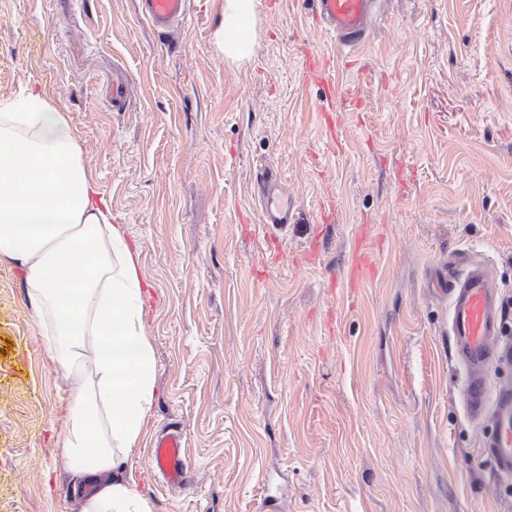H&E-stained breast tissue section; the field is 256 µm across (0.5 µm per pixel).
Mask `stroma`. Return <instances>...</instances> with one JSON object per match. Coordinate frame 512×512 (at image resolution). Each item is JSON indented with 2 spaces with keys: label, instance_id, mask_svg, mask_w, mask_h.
<instances>
[{
  "label": "stroma",
  "instance_id": "obj_1",
  "mask_svg": "<svg viewBox=\"0 0 512 512\" xmlns=\"http://www.w3.org/2000/svg\"><path fill=\"white\" fill-rule=\"evenodd\" d=\"M223 6L190 0L162 34L138 0H0V98L68 113L140 247L156 369L124 475L152 512H512L436 291L466 252L512 296V0H386L343 55L311 0H257L240 62L215 41ZM312 53L361 104L323 111ZM264 171L296 195L291 224L260 223ZM361 246L377 269L353 291ZM71 390L1 258L0 512H79L50 445ZM169 428L184 489L151 468Z\"/></svg>",
  "mask_w": 512,
  "mask_h": 512
}]
</instances>
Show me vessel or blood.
<instances>
[{"label": "vessel or blood", "instance_id": "b4317fda", "mask_svg": "<svg viewBox=\"0 0 512 512\" xmlns=\"http://www.w3.org/2000/svg\"><path fill=\"white\" fill-rule=\"evenodd\" d=\"M321 29L335 35L341 48L362 42L371 32L373 17L382 0H312ZM188 0H141L143 18L168 30L187 12ZM261 221L291 223L296 199L276 178H269L260 196ZM464 274L444 286L448 298L449 334L456 357L465 368L461 386L462 407L470 420L485 425V455L496 473L512 480V337L504 332L502 305L493 278L481 260L456 255ZM496 379H488L489 366ZM153 467L171 485L186 487L190 464L180 431L157 436L150 450Z\"/></svg>", "mask_w": 512, "mask_h": 512}]
</instances>
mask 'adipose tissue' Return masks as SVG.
Segmentation results:
<instances>
[{"label":"adipose tissue","mask_w":512,"mask_h":512,"mask_svg":"<svg viewBox=\"0 0 512 512\" xmlns=\"http://www.w3.org/2000/svg\"><path fill=\"white\" fill-rule=\"evenodd\" d=\"M254 24V0H224L215 40L225 57L254 53ZM1 257L22 270L34 318L73 380L55 445L74 486H97L79 512H151L135 479L117 474L154 394L140 252L113 223L66 113L35 91L0 100Z\"/></svg>","instance_id":"ef3b65f1"}]
</instances>
